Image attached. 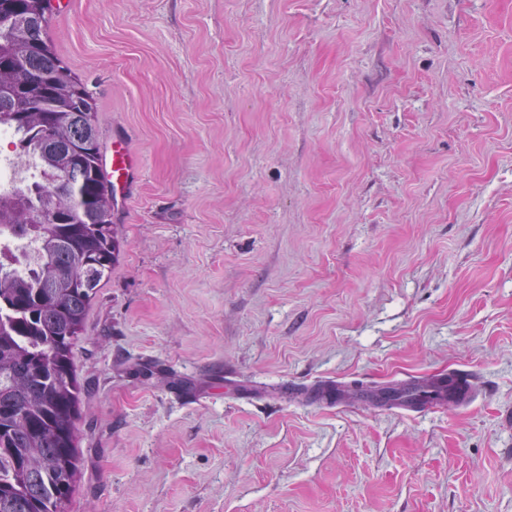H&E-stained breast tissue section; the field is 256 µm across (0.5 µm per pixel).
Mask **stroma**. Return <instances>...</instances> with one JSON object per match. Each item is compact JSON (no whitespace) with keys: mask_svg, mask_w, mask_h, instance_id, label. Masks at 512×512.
<instances>
[{"mask_svg":"<svg viewBox=\"0 0 512 512\" xmlns=\"http://www.w3.org/2000/svg\"><path fill=\"white\" fill-rule=\"evenodd\" d=\"M49 35L142 158L65 512H512V0H68ZM469 370L422 415L303 396Z\"/></svg>","mask_w":512,"mask_h":512,"instance_id":"1","label":"stroma"}]
</instances>
